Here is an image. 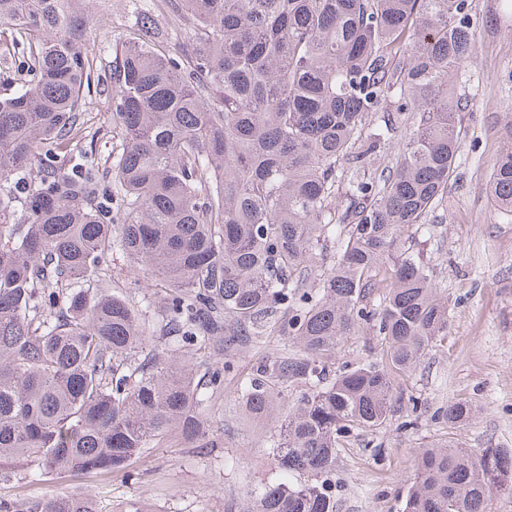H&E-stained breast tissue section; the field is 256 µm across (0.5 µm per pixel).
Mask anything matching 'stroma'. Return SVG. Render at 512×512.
Masks as SVG:
<instances>
[{"mask_svg": "<svg viewBox=\"0 0 512 512\" xmlns=\"http://www.w3.org/2000/svg\"><path fill=\"white\" fill-rule=\"evenodd\" d=\"M483 20L466 63V91L475 104L461 113L464 139L448 196L429 217L428 229L410 227L415 249L434 271L451 302L448 334L415 371L395 378L397 403L379 428L351 436L336 460V512H402L414 478L415 451L455 444L470 451L512 449V217L493 210L487 183L503 151L505 114L512 110V13L504 0H468ZM83 50L98 71L112 66V45L133 23L129 0H86ZM83 130L73 157L88 156L107 175L112 163V102L105 92L83 97ZM112 286L143 311L146 349L168 354L161 305L170 291L158 277L135 271L123 251L105 263ZM277 333L237 355L224 390L205 411L210 445L195 448L169 435L134 458L128 472L61 474L29 478V462L0 467V499H35L49 493L94 499L98 512H246L251 492L277 482L269 452L273 423L244 414L236 385L253 366L287 346ZM379 339L359 329L344 339L330 366L380 361ZM465 400L466 421L437 422V409ZM382 449L373 459L372 448Z\"/></svg>", "mask_w": 512, "mask_h": 512, "instance_id": "35a3bbf8", "label": "stroma"}]
</instances>
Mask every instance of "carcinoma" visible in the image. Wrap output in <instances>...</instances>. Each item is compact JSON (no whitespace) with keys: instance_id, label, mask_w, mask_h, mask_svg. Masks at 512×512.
<instances>
[{"instance_id":"obj_1","label":"carcinoma","mask_w":512,"mask_h":512,"mask_svg":"<svg viewBox=\"0 0 512 512\" xmlns=\"http://www.w3.org/2000/svg\"><path fill=\"white\" fill-rule=\"evenodd\" d=\"M85 0H0L26 77L0 96V463L33 476L118 471L176 432L204 447L202 412L250 341H293L237 387L249 416L280 415L283 480L252 512H336L344 439L392 412L405 375L448 333V299L404 237L442 205L471 99L457 83L479 27L467 0H140L112 52V183L86 159L66 167L94 62ZM180 21L182 48L155 42ZM395 167L378 172L387 146ZM489 197L512 216V146ZM336 241V261H319ZM118 248L161 274L166 328L224 352L198 375L140 354L139 309L112 289ZM96 294L87 297L84 284ZM379 304H371L374 291ZM384 362L333 374L358 328ZM293 384V405L279 388ZM458 400L436 419L472 415ZM403 512H490L512 493V450H416ZM0 512H98L88 498L0 499Z\"/></svg>"}]
</instances>
